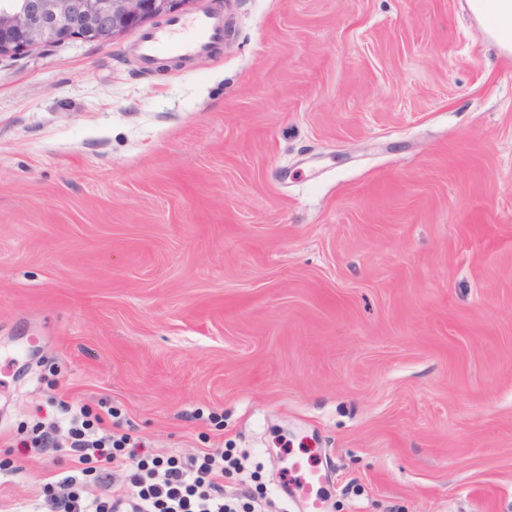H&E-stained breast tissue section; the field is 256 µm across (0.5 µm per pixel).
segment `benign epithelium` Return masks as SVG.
<instances>
[{"mask_svg":"<svg viewBox=\"0 0 512 512\" xmlns=\"http://www.w3.org/2000/svg\"><path fill=\"white\" fill-rule=\"evenodd\" d=\"M193 0H0V59L72 39L112 42L176 16Z\"/></svg>","mask_w":512,"mask_h":512,"instance_id":"obj_1","label":"benign epithelium"}]
</instances>
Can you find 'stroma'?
<instances>
[{
  "label": "stroma",
  "instance_id": "obj_1",
  "mask_svg": "<svg viewBox=\"0 0 512 512\" xmlns=\"http://www.w3.org/2000/svg\"><path fill=\"white\" fill-rule=\"evenodd\" d=\"M0 60V512L59 397L152 454L277 452L327 512H512V57L466 0H223ZM224 17L201 0L190 16H178L143 31L135 42L142 68L150 69L162 56L199 60L210 55L212 47L224 40ZM281 473L283 477L278 489L299 504L300 512H325L323 490L330 475L325 469L314 465L306 452L290 453L288 467L282 468Z\"/></svg>",
  "mask_w": 512,
  "mask_h": 512
}]
</instances>
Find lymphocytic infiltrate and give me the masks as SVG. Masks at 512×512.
<instances>
[{
  "label": "lymphocytic infiltrate",
  "instance_id": "1",
  "mask_svg": "<svg viewBox=\"0 0 512 512\" xmlns=\"http://www.w3.org/2000/svg\"><path fill=\"white\" fill-rule=\"evenodd\" d=\"M57 405L52 428L35 431L30 443H66L70 465L45 485L42 497L16 512H255L248 486L232 495L224 491L225 477L242 469L240 458L208 450L185 459L151 457L141 438L112 432L108 413L92 416L62 399ZM119 471L125 475L121 485Z\"/></svg>",
  "mask_w": 512,
  "mask_h": 512
}]
</instances>
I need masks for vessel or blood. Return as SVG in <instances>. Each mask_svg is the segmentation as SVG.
I'll return each mask as SVG.
<instances>
[{
  "label": "vessel or blood",
  "mask_w": 512,
  "mask_h": 512,
  "mask_svg": "<svg viewBox=\"0 0 512 512\" xmlns=\"http://www.w3.org/2000/svg\"><path fill=\"white\" fill-rule=\"evenodd\" d=\"M224 35L223 16L214 12L207 0H200L193 14L171 18L143 31L135 42V52L145 69L163 56L199 60L207 58ZM329 480V473L314 465L306 453H292L288 456L287 468L282 471L278 489L298 503L299 512H325L323 490Z\"/></svg>",
  "instance_id": "vessel-or-blood-1"
}]
</instances>
